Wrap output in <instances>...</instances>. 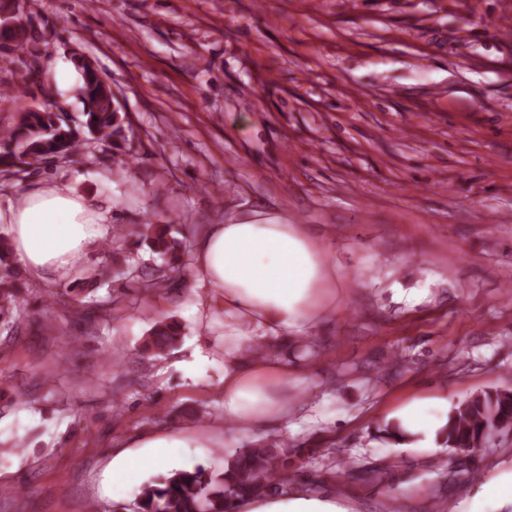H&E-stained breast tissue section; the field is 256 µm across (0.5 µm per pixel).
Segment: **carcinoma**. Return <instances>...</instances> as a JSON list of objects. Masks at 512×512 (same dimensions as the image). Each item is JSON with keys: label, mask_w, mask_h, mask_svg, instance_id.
Instances as JSON below:
<instances>
[{"label": "carcinoma", "mask_w": 512, "mask_h": 512, "mask_svg": "<svg viewBox=\"0 0 512 512\" xmlns=\"http://www.w3.org/2000/svg\"><path fill=\"white\" fill-rule=\"evenodd\" d=\"M17 0H0V58L24 68L20 84L3 88L0 93L13 97L29 96L41 78L31 73V65L41 57L44 35L16 18ZM83 79L84 116L82 127L69 123L64 113L48 104L28 107L18 113L17 123L0 131V175L9 178L20 168L48 169L68 161L93 141H105L124 135V116L115 107L112 88L87 61L78 62ZM135 235L149 249L170 256L179 268L184 253L181 240L171 236L164 224L145 219ZM147 289L161 288L168 281L167 272L153 269L138 273ZM110 277V270L87 267L75 279L77 294L94 293ZM20 304L19 288L0 270V323L7 324ZM181 328L174 320L156 319L143 341L144 350L155 355L173 349L180 342ZM512 429V388H494L474 394L454 407L438 431L442 444L456 451L476 448L494 432ZM378 432L387 440L408 437L400 422H387ZM288 451L271 442L242 449L227 462L216 477L203 467L179 470L143 487L134 507L124 512H234L238 501L263 496L284 480Z\"/></svg>", "instance_id": "carcinoma-1"}]
</instances>
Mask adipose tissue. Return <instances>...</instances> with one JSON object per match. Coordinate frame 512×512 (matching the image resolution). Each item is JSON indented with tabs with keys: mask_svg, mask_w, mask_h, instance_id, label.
Segmentation results:
<instances>
[{
	"mask_svg": "<svg viewBox=\"0 0 512 512\" xmlns=\"http://www.w3.org/2000/svg\"><path fill=\"white\" fill-rule=\"evenodd\" d=\"M106 213L66 184H53L0 206L12 259L36 281L64 278L79 266L107 232ZM194 264L211 290L206 317L223 316L224 416L248 432L288 415L287 361L269 353L246 355L247 347L270 345L288 331L316 325L320 297L335 287L330 266L301 224H216L199 242ZM218 436L189 440L177 431H157L131 439L130 453L112 462V488L121 491L141 457L157 464L196 445L212 448ZM238 512H347L335 497L284 490L239 501Z\"/></svg>",
	"mask_w": 512,
	"mask_h": 512,
	"instance_id": "1",
	"label": "adipose tissue"
}]
</instances>
